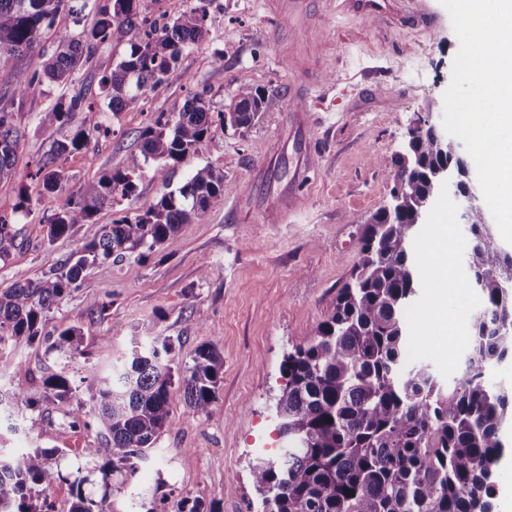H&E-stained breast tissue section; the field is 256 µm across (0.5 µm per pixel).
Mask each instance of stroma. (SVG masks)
Wrapping results in <instances>:
<instances>
[{"label":"stroma","instance_id":"35a3bbf8","mask_svg":"<svg viewBox=\"0 0 512 512\" xmlns=\"http://www.w3.org/2000/svg\"><path fill=\"white\" fill-rule=\"evenodd\" d=\"M428 6L434 21L424 28L400 17L383 26L345 18L329 0H304L297 24L270 13L265 0H213L204 42L185 51L161 84L121 112L77 114V121L90 117L113 133L60 158L71 189L120 169L133 173L135 191L53 242L46 224L54 200L31 173L71 129L42 128L40 115L59 97L97 91L99 79L127 48L98 45L71 83L46 84L43 94L16 102L14 122L25 132L16 157L20 178L0 182V216L13 224L16 245L0 261V289L48 277L75 243L94 239L102 225L160 199L161 177L138 140L158 115L179 111L197 92L212 112H221L241 79L282 95L279 109L263 113L247 131L214 123L197 151L177 164L175 186L205 166L223 173L220 204L183 225L172 243L145 261L95 265L48 312L46 332L81 328L83 357L65 366L45 340L0 341V399L9 404L14 423L0 430V448L15 454L35 446L54 451L62 478L48 494L53 512H70L77 479L86 495H109L119 512H137L144 497L162 500L171 510L184 496L201 499L215 512H255L250 465L280 445L275 406L285 383L283 356L332 313L337 291L360 260L364 226L390 197L394 162L410 131L442 125L443 93L459 42L440 0H428ZM95 20L92 2L79 15L60 13L37 53L51 57L58 31L76 34ZM295 41L323 50L307 89L308 121L300 127L288 121L296 78L286 50ZM219 52L220 68L213 64ZM23 193L32 201L27 211L16 208ZM290 193L302 200L288 219L263 222V214L275 212ZM441 222L453 242V272L465 276L468 235L460 203L444 185L423 217L427 227ZM204 263L211 269L206 278L199 272ZM430 299V288L421 289L407 317L409 355L432 365L442 383L451 385L466 346L456 344L447 357L438 351L448 329L431 317ZM136 329L171 337L180 369L191 364L198 345L212 343L224 357L223 380L205 414L191 412L182 388L173 387L172 427L130 480L114 479L106 489L81 454L99 441L98 426L90 418L71 425L72 403L45 392L42 380L67 369L76 399L89 400L99 375L120 362L126 338ZM18 360L26 366L20 373L13 368Z\"/></svg>","mask_w":512,"mask_h":512}]
</instances>
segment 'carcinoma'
<instances>
[{
    "label": "carcinoma",
    "instance_id": "obj_1",
    "mask_svg": "<svg viewBox=\"0 0 512 512\" xmlns=\"http://www.w3.org/2000/svg\"><path fill=\"white\" fill-rule=\"evenodd\" d=\"M73 0H0V50L34 55L42 33L62 12L75 13ZM211 0H195L171 21L151 20L144 0H106L94 26L76 35L57 36L53 58L40 62L12 97L0 98V181L17 177L16 153L24 131L14 123L15 98L44 92L49 82L71 78L84 53L116 42L127 52L100 80L107 108L117 113L162 83L183 52L200 44L206 33ZM280 94L242 80L220 120L249 128L263 112L279 106ZM83 92L59 101L41 114L45 128L73 125L79 112H99ZM212 115L196 94L179 111L139 135L145 159L157 163L164 184L176 165L207 138ZM111 127L96 122L73 125L64 142L39 162L45 191L57 200L47 224L54 242L77 224L88 223L112 206L116 197L134 192L132 174H103L75 193L58 164L62 155L86 146L92 134ZM409 161L393 172L402 206L371 215L361 238V258L349 282L340 288L331 316L305 344L284 356L285 385L276 404L280 447L257 460L252 481L262 497V512H495L499 463L504 455L503 428L512 422V388L488 382L490 371L512 361V255L492 248L493 227L485 210L467 214L468 281L480 306L467 318L468 345L461 375L443 387L434 370L409 363L406 313L417 299L421 278L412 251L421 232V204L437 188L436 169L446 165L467 191L468 162L453 145L443 147L429 129L411 138ZM224 197V176L203 167L157 203L132 216L102 226L98 239L77 245L50 276L0 289V342L8 336L32 342L44 335L51 307L76 290L85 273L100 261L141 262L172 242L181 226L216 206ZM11 225L0 219V260L15 246ZM81 330L67 327L53 334L49 351L71 361L80 353ZM120 365L99 380L91 411L101 430L99 442L82 450L100 465L103 480L125 479L146 459L168 429L169 393L174 384L196 414L215 402L224 359L216 346L201 344L191 366L173 374L175 342L168 336L127 337ZM59 399L73 397L63 367L42 379ZM55 452L40 447L20 455L0 453V512H49L32 503L51 489L61 473L50 463ZM84 480L74 481L72 512H118L114 502L86 496ZM175 512H213L198 498L182 497Z\"/></svg>",
    "mask_w": 512,
    "mask_h": 512
}]
</instances>
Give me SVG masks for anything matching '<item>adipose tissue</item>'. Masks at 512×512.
<instances>
[{"instance_id": "ef3b65f1", "label": "adipose tissue", "mask_w": 512, "mask_h": 512, "mask_svg": "<svg viewBox=\"0 0 512 512\" xmlns=\"http://www.w3.org/2000/svg\"><path fill=\"white\" fill-rule=\"evenodd\" d=\"M452 243L448 238V227L444 224L433 225L430 236V250L427 259V269L433 284L430 312L433 317L450 321L452 335L445 340V347L465 341L463 322L459 319H449L445 297L448 292V280L451 276L450 257Z\"/></svg>"}]
</instances>
